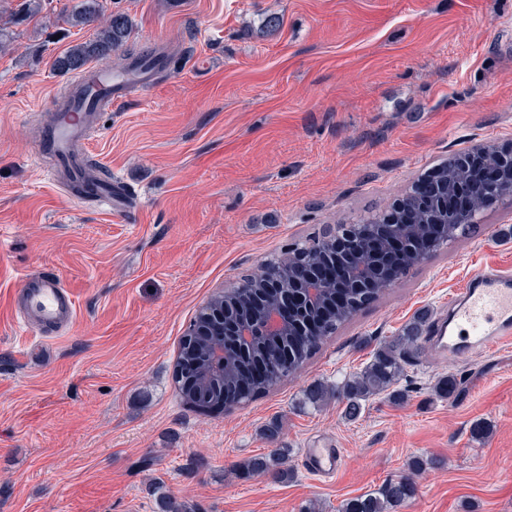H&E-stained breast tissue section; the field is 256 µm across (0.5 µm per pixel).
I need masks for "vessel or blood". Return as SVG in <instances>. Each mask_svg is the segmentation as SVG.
<instances>
[{"instance_id": "vessel-or-blood-1", "label": "vessel or blood", "mask_w": 512, "mask_h": 512, "mask_svg": "<svg viewBox=\"0 0 512 512\" xmlns=\"http://www.w3.org/2000/svg\"><path fill=\"white\" fill-rule=\"evenodd\" d=\"M131 84L110 63L89 66L71 83L70 94L59 100L57 112L45 125L47 143L62 168L75 183H90L94 200L102 205H120L124 192L112 181L89 175L82 145L91 129V113L125 98ZM16 318L21 326L36 331H58L76 320V303L59 274L42 271L29 275L27 285L15 297ZM448 320L433 324L437 346L456 350L460 343L482 350L512 342V274L487 266L474 274L461 293L448 301ZM304 460L317 475L335 473L343 451L329 446L309 448Z\"/></svg>"}]
</instances>
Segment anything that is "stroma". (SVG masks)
Returning a JSON list of instances; mask_svg holds the SVG:
<instances>
[{"label":"stroma","instance_id":"1","mask_svg":"<svg viewBox=\"0 0 512 512\" xmlns=\"http://www.w3.org/2000/svg\"><path fill=\"white\" fill-rule=\"evenodd\" d=\"M72 0L5 30L0 51V512H338L423 463L397 512H512V347L453 359L422 348L357 416L306 390L360 371L418 315L445 312L479 269L512 270V198L412 268L327 338L300 374L202 414L174 383L200 305L271 254L384 211L448 156L512 140V0H101L164 71L98 113L84 153L132 195L80 200L36 135L72 74L56 60L95 27ZM278 29L264 25L269 15ZM58 273L76 324L19 328L25 277ZM458 386L439 393V379ZM279 422L277 442L263 437ZM335 445L328 482L303 451ZM286 449L287 481L240 476Z\"/></svg>","mask_w":512,"mask_h":512}]
</instances>
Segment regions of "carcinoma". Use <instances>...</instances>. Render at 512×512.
Returning a JSON list of instances; mask_svg holds the SVG:
<instances>
[{
  "mask_svg": "<svg viewBox=\"0 0 512 512\" xmlns=\"http://www.w3.org/2000/svg\"><path fill=\"white\" fill-rule=\"evenodd\" d=\"M99 0H78V5L67 15L68 23L73 27L88 25L99 18ZM132 20L124 12L110 14L100 25L93 38L74 44L65 54L56 61L57 68L63 72L83 71L91 62H106L115 59L116 65L123 66L126 74L134 77L142 72V68L151 60L156 59L153 52H135L128 48V41L132 32ZM447 236H436L432 239L425 235L412 243L413 248L425 247L427 240H432L431 251L436 252L445 246L444 239H453L456 229L444 228ZM399 271L384 270L376 276L374 288H360L349 291L346 306L336 309L316 329L303 335L294 333L283 338L282 344L275 350L267 352L270 360V376L259 384L248 382L247 374L240 371L235 365L224 372V390L211 387L185 390L184 381L176 380L183 403L205 413L210 407L222 405L231 408L240 401L241 389L247 390L246 399L252 400L260 397L282 382L292 379L304 368L306 362L317 352L326 335L337 331L342 325L350 321L355 312L361 307L378 298L383 286L398 276ZM422 324L415 322L407 327L401 335L395 337L388 344L380 347L357 373L344 379L333 388L317 384L309 388L306 400L318 404L329 397H334L346 403L348 413L352 416L358 414L369 400L385 395L394 401L406 398V389L401 387L405 366L413 354L421 347ZM205 347L193 342V337L183 336L180 347V358L191 363L204 361ZM284 457L283 449L274 448L266 456L251 458L239 465V469L247 476L270 474L282 481L288 480V470L280 468V460ZM421 470L420 463H415L409 472L397 479L388 481L377 492H368L345 500L340 512H390V509L407 502L415 493L413 474Z\"/></svg>",
  "mask_w": 512,
  "mask_h": 512,
  "instance_id": "carcinoma-1",
  "label": "carcinoma"
}]
</instances>
